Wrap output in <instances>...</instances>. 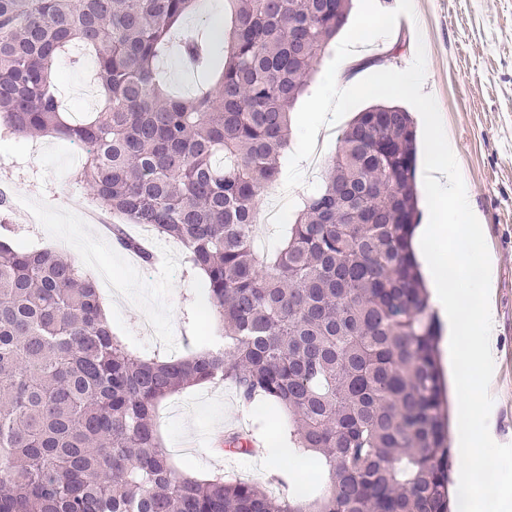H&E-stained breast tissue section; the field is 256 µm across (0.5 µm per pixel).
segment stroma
<instances>
[{"label": "stroma", "mask_w": 512, "mask_h": 512, "mask_svg": "<svg viewBox=\"0 0 512 512\" xmlns=\"http://www.w3.org/2000/svg\"><path fill=\"white\" fill-rule=\"evenodd\" d=\"M413 16H400L390 36L364 46L338 67L344 80L358 83L382 70H403L424 47L425 93L437 103L463 178L470 205L480 216L490 255L497 314V378L489 426L495 442L512 444V0H413ZM341 118L319 130L318 161L301 164L304 181L263 191L262 212L292 216L303 193L317 188L342 131ZM81 151L66 141L37 137L24 143L0 139V195L23 204L35 223L0 205V235L27 247H54L74 257L86 272L106 269L116 289L103 291L115 333L141 354H188L194 340L211 333L202 302L204 277L186 264L181 248L153 239L161 260L148 266L130 261L111 232L85 223L95 205L74 181ZM158 433L174 464L198 476L223 470L256 483L266 480L262 457L224 453L228 429L287 448L278 440L281 423L263 407H247L230 386L208 384L164 400L157 411Z\"/></svg>", "instance_id": "stroma-1"}]
</instances>
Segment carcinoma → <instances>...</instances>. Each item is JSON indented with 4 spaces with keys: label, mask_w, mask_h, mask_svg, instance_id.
I'll return each mask as SVG.
<instances>
[{
    "label": "carcinoma",
    "mask_w": 512,
    "mask_h": 512,
    "mask_svg": "<svg viewBox=\"0 0 512 512\" xmlns=\"http://www.w3.org/2000/svg\"><path fill=\"white\" fill-rule=\"evenodd\" d=\"M200 0H0V134L84 150L101 211L178 242L207 279L224 344L142 358L97 281L51 248L0 241V512H458L440 324L411 251L417 131L375 104L342 132L270 257L256 200L280 174L291 113L351 0H226L230 28L175 39ZM179 43L202 84L168 85ZM78 44L99 103L74 121L55 77ZM288 415V454L322 470L288 498L176 468L160 403L202 384Z\"/></svg>",
    "instance_id": "obj_1"
}]
</instances>
